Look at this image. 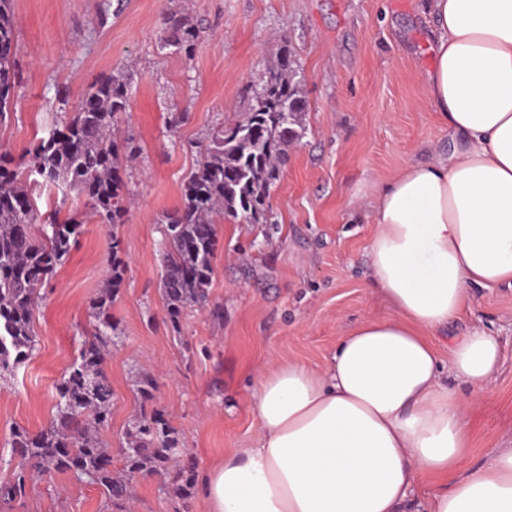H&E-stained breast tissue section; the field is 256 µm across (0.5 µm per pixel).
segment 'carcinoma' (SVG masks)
Wrapping results in <instances>:
<instances>
[{
	"instance_id": "1",
	"label": "carcinoma",
	"mask_w": 512,
	"mask_h": 512,
	"mask_svg": "<svg viewBox=\"0 0 512 512\" xmlns=\"http://www.w3.org/2000/svg\"><path fill=\"white\" fill-rule=\"evenodd\" d=\"M165 24L168 45L184 52L193 48L199 32L184 15L171 12ZM15 57L9 0H0V121L9 112ZM295 75V61L285 47L267 69L255 104L244 118L208 138L188 175L181 206L163 216L161 290L175 325L185 309L208 301L217 220L268 223L271 187L288 145L301 136L299 115L305 102ZM127 106L126 82L114 75L101 79L54 136L39 140L28 151L26 168L0 163V374L12 371L35 350L32 314L39 290L53 279L83 224L71 216L34 227L38 211L27 190L31 176L77 191L99 223H124L130 201L114 170L121 158H131L137 151L131 140L118 134ZM111 250L108 286L90 303L94 339L56 385L51 425L35 434L14 432L11 448L19 457L18 471L11 482L0 484L1 499L24 496L27 473L42 469L89 479L103 488L116 512H129L134 481L142 474L164 476L165 491L185 507L193 497L194 465L184 463L180 434L159 413L143 414L128 424L118 467L100 438V429L108 426L112 414V386L102 368L115 337L109 309L124 272L115 236Z\"/></svg>"
}]
</instances>
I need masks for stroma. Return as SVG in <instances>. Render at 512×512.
<instances>
[{"mask_svg": "<svg viewBox=\"0 0 512 512\" xmlns=\"http://www.w3.org/2000/svg\"><path fill=\"white\" fill-rule=\"evenodd\" d=\"M183 10L199 28L193 53L167 45L163 17ZM16 56L12 106L0 152L26 151L78 110L89 86L122 76L120 118L138 148L122 160L135 203L122 224L90 219L33 311L37 346L0 377V483L9 482L12 434L46 428L55 386L92 339L91 300L107 282L112 239L125 266L110 312L118 340L104 372L114 392L100 436L117 452L127 425L159 410L197 472L252 447L250 393L268 367L328 364L340 338L391 308L372 286L368 247L379 188L409 163L447 156L452 138L423 82L435 39L430 0H11ZM289 47L305 100L303 137L292 143L270 192L266 224L218 223L204 307L172 324L160 291V219L182 202L183 183L209 134L247 111L265 71ZM41 216L84 213L76 191L32 183ZM498 337L497 373L472 399L465 467L512 448V288H475L471 304L429 333L441 363L472 326ZM149 372L154 398L133 389ZM157 474L137 478L134 512H186ZM0 512H112L102 489L72 473L32 472L25 496Z\"/></svg>", "mask_w": 512, "mask_h": 512, "instance_id": "35a3bbf8", "label": "stroma"}]
</instances>
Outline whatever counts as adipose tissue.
Segmentation results:
<instances>
[{
  "label": "adipose tissue",
  "instance_id": "1",
  "mask_svg": "<svg viewBox=\"0 0 512 512\" xmlns=\"http://www.w3.org/2000/svg\"><path fill=\"white\" fill-rule=\"evenodd\" d=\"M424 82L457 144L408 164L379 192L368 256L391 315L362 321L320 371L280 363L251 392L255 447L214 462L207 512H404L417 478H449L427 512H512V448L461 472L466 400L500 343L481 327L452 349L451 379L429 332L474 287L512 288V0H432Z\"/></svg>",
  "mask_w": 512,
  "mask_h": 512
}]
</instances>
